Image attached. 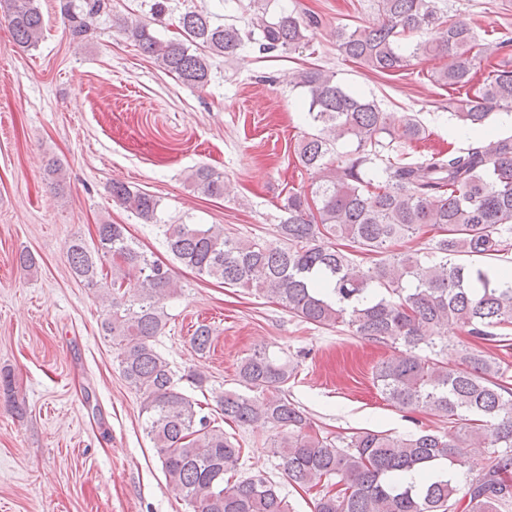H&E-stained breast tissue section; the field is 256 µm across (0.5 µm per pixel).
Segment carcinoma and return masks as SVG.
Listing matches in <instances>:
<instances>
[{
	"mask_svg": "<svg viewBox=\"0 0 512 512\" xmlns=\"http://www.w3.org/2000/svg\"><path fill=\"white\" fill-rule=\"evenodd\" d=\"M270 0H249L252 28L217 24L206 13L179 18L182 38L160 40L148 23L123 19L119 27L170 74L192 89L204 88L211 60L248 44L263 52L308 44L317 17L294 12L268 15ZM378 21L367 29L336 28L338 50L369 70L389 74L407 66L410 55L445 58L433 81L470 87L456 101L457 121L481 129L495 110L512 112V69L493 68L477 77L475 61L506 46L478 42L471 23L444 15L438 0H376ZM105 0L61 5L72 40L87 35ZM14 43L31 49L43 36L37 0H0ZM437 37L410 48L414 34ZM296 86L308 95L307 116L316 128L294 148L298 165L319 174L310 192H291L278 225L280 242L237 239L214 224H161L173 256L198 275L232 287L253 289L318 327L346 326L368 339L389 342L397 353L375 367L374 386L403 409H428L448 420V431L421 430L409 436L360 431L331 438L288 399L294 374L288 362L258 348L238 369L245 391L219 400L223 419L239 426L262 422L275 435L271 447L279 467L299 488H321L314 512H498L512 502V388L505 370L484 350L512 331V275L482 259L512 249V136L433 153L411 160L403 148L426 138L412 115L395 123L372 101L345 89L332 71H303ZM355 143L351 157L331 162L337 144ZM208 197L224 195V176L207 166L190 175ZM112 198L146 224L157 222L158 200L112 182ZM431 226L427 251L400 244ZM97 242L67 244L72 272L98 285L103 262L110 270L112 302L100 329L112 337L125 381L144 395L147 436L165 477L193 512H290L288 502L261 473L232 486L242 448L204 413L202 402L177 386L155 339L168 321L164 300L180 285L171 269L150 259L122 224H99ZM476 258L470 264L457 257ZM455 326L471 340L461 345L451 368L437 342L442 328ZM212 331L201 324L194 349H210ZM483 440L492 448L488 469L472 474L467 448ZM412 472L418 483H405ZM464 484H459L461 473Z\"/></svg>",
	"mask_w": 512,
	"mask_h": 512,
	"instance_id": "carcinoma-1",
	"label": "carcinoma"
}]
</instances>
